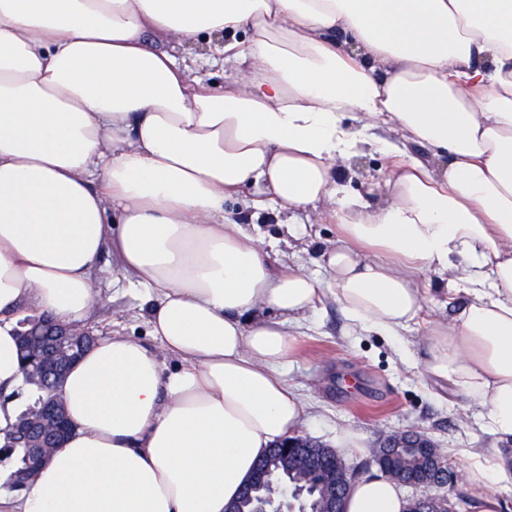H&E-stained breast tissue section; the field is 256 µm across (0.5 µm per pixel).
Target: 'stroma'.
<instances>
[{
	"label": "stroma",
	"mask_w": 512,
	"mask_h": 512,
	"mask_svg": "<svg viewBox=\"0 0 512 512\" xmlns=\"http://www.w3.org/2000/svg\"><path fill=\"white\" fill-rule=\"evenodd\" d=\"M173 53L178 61L199 62L200 76L215 89H223L234 79L230 71L207 65L211 51L205 38L177 44ZM390 170L387 157L368 154L353 161L345 183L350 192L378 202ZM225 211L238 223L255 226L266 250L279 263L305 268L319 275L323 284H330L321 253L335 244L336 225L312 224L302 214L291 221L272 208L256 215L238 202L227 203ZM116 269L115 259L106 253L92 272L106 302L89 320V327L101 338L117 333L159 348V341L149 334L146 289L117 276ZM422 286L427 298L422 317L398 337L347 331L341 308L328 297L300 324L290 326L293 351L286 377L306 405L297 432L328 447L333 446L339 429L360 435L366 453H340L360 479L378 473L374 453L386 436L421 432L436 445L453 474L447 486L430 490L431 495L447 499L449 512H476L478 498L485 494L497 497L503 512H512L511 482L479 488L463 476L470 452L500 451L511 456L512 440L500 441L482 431L484 408L452 394L447 384H434L423 369L422 341L428 320H451L467 296L462 289H448L445 280L433 273L423 276Z\"/></svg>",
	"instance_id": "obj_1"
}]
</instances>
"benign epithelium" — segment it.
<instances>
[{"mask_svg": "<svg viewBox=\"0 0 512 512\" xmlns=\"http://www.w3.org/2000/svg\"><path fill=\"white\" fill-rule=\"evenodd\" d=\"M40 334L29 330L18 333L24 351L25 367L29 379L42 384L50 398L44 407L25 423L13 429V435L27 443H33L35 456L29 468L16 475V483L23 487L34 481L39 469L47 463L54 448L61 442L67 428L65 421L61 383L69 363L83 351L91 348L98 336L85 326L64 325L47 316L38 321ZM313 439L288 436L271 451L274 456H295L307 471L318 469L325 475L319 512H342L341 500L355 482V474L343 463L336 452L325 455L317 451ZM404 453H415L426 463L423 487L444 486L451 478L438 448L426 436L417 432H406L388 436L376 456L378 466H386L395 457ZM302 508L300 490L287 489L277 499L258 505L254 512H299Z\"/></svg>", "mask_w": 512, "mask_h": 512, "instance_id": "7a95c632", "label": "benign epithelium"}]
</instances>
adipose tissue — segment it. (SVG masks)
I'll return each mask as SVG.
<instances>
[{"mask_svg": "<svg viewBox=\"0 0 512 512\" xmlns=\"http://www.w3.org/2000/svg\"><path fill=\"white\" fill-rule=\"evenodd\" d=\"M216 33L221 91L169 50ZM367 150L394 161L380 205L345 187ZM250 185L253 210L336 223L331 288L226 217ZM107 251L162 350L99 339L62 387L71 434L0 512H224L301 422L289 325L329 296L398 335L430 271L469 300L424 371L512 437V0H0V390L25 311L85 325ZM406 506L382 474L345 512Z\"/></svg>", "mask_w": 512, "mask_h": 512, "instance_id": "adipose-tissue-1", "label": "adipose tissue"}]
</instances>
